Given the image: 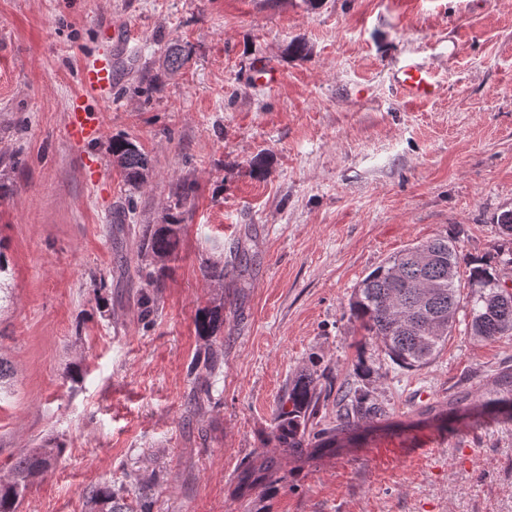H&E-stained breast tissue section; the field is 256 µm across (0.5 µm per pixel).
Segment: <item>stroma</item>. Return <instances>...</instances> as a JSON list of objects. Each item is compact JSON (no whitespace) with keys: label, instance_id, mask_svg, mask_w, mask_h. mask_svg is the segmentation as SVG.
<instances>
[{"label":"stroma","instance_id":"obj_1","mask_svg":"<svg viewBox=\"0 0 512 512\" xmlns=\"http://www.w3.org/2000/svg\"><path fill=\"white\" fill-rule=\"evenodd\" d=\"M116 20L138 48L111 101L87 97L101 132L77 147L66 108ZM298 37L308 58L287 53ZM175 44L190 55L170 73ZM409 56L437 75L434 100L399 101L389 73ZM264 59L277 83L253 80ZM116 136L151 160L140 188L112 164ZM0 184V476L44 441L61 448L18 512H88L100 486L126 512H512V420L428 412L486 397L512 370V335L459 328L406 370L349 311L412 243L448 235L462 256H494L492 218L512 209V0H0ZM178 207L146 316L140 229ZM220 262L218 285L203 269ZM218 304L220 331L198 336ZM210 347L220 370L193 376ZM362 360L379 374L357 377ZM303 373L366 385L384 419L284 454L275 415ZM261 455L278 457L276 480L235 497Z\"/></svg>","mask_w":512,"mask_h":512}]
</instances>
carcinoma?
Returning <instances> with one entry per match:
<instances>
[{"instance_id": "1", "label": "carcinoma", "mask_w": 512, "mask_h": 512, "mask_svg": "<svg viewBox=\"0 0 512 512\" xmlns=\"http://www.w3.org/2000/svg\"><path fill=\"white\" fill-rule=\"evenodd\" d=\"M187 60L183 49L172 47L164 56L167 70H179ZM112 163L132 186L146 182L150 159L138 145L124 137L112 139ZM183 219L173 215L164 224L146 229L141 245L150 262L139 269L145 287L155 288L166 270L165 262L179 243ZM503 238L496 264L461 256L452 237L440 236L418 242L390 257L370 271L354 289L350 311L366 336L389 361L403 369L417 370L431 363L448 341L457 324L477 339L512 334V293L501 284L512 278V210L493 219ZM468 274L461 276V265ZM467 288V295L461 289ZM224 324L223 307L215 306L198 318L201 336H212ZM328 393L310 377L296 379L281 401L276 415L277 439L285 452L297 454L305 447L333 448L337 436L347 433L360 420L380 419L384 408L369 391L357 388L344 395L340 423L322 424V408ZM485 410L506 411L512 418V371L497 378L493 397L484 400ZM54 448H34L15 462L10 475L0 480V512H17V505L30 484L47 473ZM276 462L267 457L244 472L236 492L244 496L269 480ZM90 512H123L117 492L109 487L89 491Z\"/></svg>"}]
</instances>
